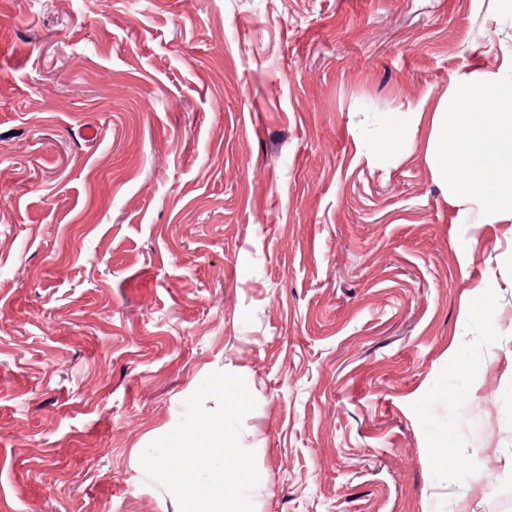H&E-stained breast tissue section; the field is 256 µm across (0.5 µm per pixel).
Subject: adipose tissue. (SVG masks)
<instances>
[{"instance_id": "obj_1", "label": "adipose tissue", "mask_w": 512, "mask_h": 512, "mask_svg": "<svg viewBox=\"0 0 512 512\" xmlns=\"http://www.w3.org/2000/svg\"><path fill=\"white\" fill-rule=\"evenodd\" d=\"M426 157L451 209L512 224V51L450 80L430 116Z\"/></svg>"}]
</instances>
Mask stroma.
Instances as JSON below:
<instances>
[{
    "label": "stroma",
    "instance_id": "1",
    "mask_svg": "<svg viewBox=\"0 0 512 512\" xmlns=\"http://www.w3.org/2000/svg\"><path fill=\"white\" fill-rule=\"evenodd\" d=\"M499 10L0 0V512H177L140 456L215 371L257 512H512V226L411 116Z\"/></svg>",
    "mask_w": 512,
    "mask_h": 512
}]
</instances>
